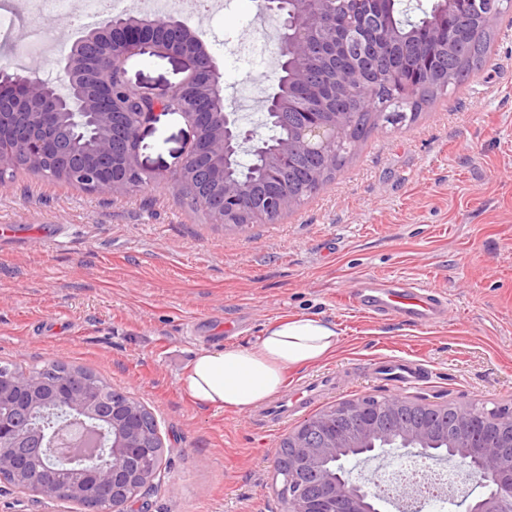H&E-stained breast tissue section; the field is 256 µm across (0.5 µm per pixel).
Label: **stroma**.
<instances>
[{
  "label": "stroma",
  "mask_w": 512,
  "mask_h": 512,
  "mask_svg": "<svg viewBox=\"0 0 512 512\" xmlns=\"http://www.w3.org/2000/svg\"><path fill=\"white\" fill-rule=\"evenodd\" d=\"M256 0H229L192 28L223 75L226 109L252 87V111L277 88L276 60L229 54ZM479 72L425 105L417 119L380 124L332 180L272 223L214 224L165 185L123 197L89 193L19 169L0 186V364L61 359L142 401L165 443L169 479L151 512H284L276 448L310 416L344 400L395 395L376 360L408 357L427 379L411 396L512 408V19ZM185 58L145 50L126 78L154 96L187 75ZM178 114L140 130L138 161L161 180L194 140ZM394 278L448 300L446 319L409 326L345 298L357 279ZM296 315L335 323L325 360L287 382L340 380L314 409L270 427L256 412L201 407L179 378L203 348L248 346Z\"/></svg>",
  "instance_id": "obj_1"
}]
</instances>
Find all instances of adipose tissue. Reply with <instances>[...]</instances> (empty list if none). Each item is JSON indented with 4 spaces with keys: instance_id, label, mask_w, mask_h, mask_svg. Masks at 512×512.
Returning a JSON list of instances; mask_svg holds the SVG:
<instances>
[{
    "instance_id": "1",
    "label": "adipose tissue",
    "mask_w": 512,
    "mask_h": 512,
    "mask_svg": "<svg viewBox=\"0 0 512 512\" xmlns=\"http://www.w3.org/2000/svg\"><path fill=\"white\" fill-rule=\"evenodd\" d=\"M337 341L336 326L328 321H275L251 346L199 350L179 382L198 405L248 413L281 392L286 370L320 362Z\"/></svg>"
}]
</instances>
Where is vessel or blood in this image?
<instances>
[{
	"label": "vessel or blood",
	"instance_id": "b4317fda",
	"mask_svg": "<svg viewBox=\"0 0 512 512\" xmlns=\"http://www.w3.org/2000/svg\"><path fill=\"white\" fill-rule=\"evenodd\" d=\"M349 297L368 314L389 316L409 325L436 320L445 310L441 295L420 286H411L403 291L385 290L375 287L370 280L362 279L351 286ZM374 372L402 386L415 384L424 376L420 365L410 360L379 364L375 366ZM336 384L337 379L332 374L296 384L270 402L262 414V423L285 421L301 408L313 404L325 391L334 389Z\"/></svg>",
	"mask_w": 512,
	"mask_h": 512
}]
</instances>
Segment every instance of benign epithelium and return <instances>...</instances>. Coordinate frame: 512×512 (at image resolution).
<instances>
[{
  "instance_id": "1",
  "label": "benign epithelium",
  "mask_w": 512,
  "mask_h": 512,
  "mask_svg": "<svg viewBox=\"0 0 512 512\" xmlns=\"http://www.w3.org/2000/svg\"><path fill=\"white\" fill-rule=\"evenodd\" d=\"M332 0H269L292 70L287 85L265 99L290 134L275 140L266 154L268 188L257 196L250 185L230 182L225 165L246 144L258 141L224 111L222 73L197 33L175 16L155 19L136 11L112 15L83 30L58 60L66 93L34 74H18L0 57V181L18 168L114 196L131 193L133 182L154 176L138 162L140 128L154 112L183 116L194 128L169 182L180 191L200 189L214 196L213 224L256 213V222L277 220L295 206L278 190L300 149L331 158L345 148L351 123L345 110L326 112L327 96L364 80L352 60L381 50L366 19L387 11L389 0H365L362 21L336 19ZM459 0H440L423 39L453 56L458 53L448 27ZM97 43L93 54L85 46ZM146 47L186 56L190 74L167 95L155 97L129 85L127 59ZM318 69L330 90L310 80ZM93 131L95 148H80L78 130ZM70 418L93 422L108 433L107 461L64 457L48 442L44 421ZM278 494L286 512H378L372 479H353L336 463L355 455L367 459L386 449L415 453L427 460L448 458L463 465L488 492L467 504L466 512H512V409L472 401L429 402L417 396H365L342 401L305 418L278 444ZM164 442L154 414L136 397L106 381L64 368L47 383L34 370L0 367V484L48 501L88 506L90 512H150L149 497L165 482ZM51 458L50 476L38 464Z\"/></svg>"
}]
</instances>
